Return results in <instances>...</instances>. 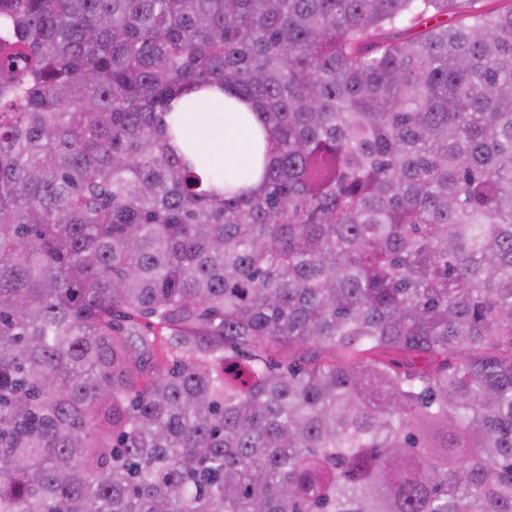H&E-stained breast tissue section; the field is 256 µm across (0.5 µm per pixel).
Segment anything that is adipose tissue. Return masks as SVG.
<instances>
[{
	"mask_svg": "<svg viewBox=\"0 0 512 512\" xmlns=\"http://www.w3.org/2000/svg\"><path fill=\"white\" fill-rule=\"evenodd\" d=\"M188 127L193 136L205 141L204 152L211 164L234 170L244 163L241 146L250 130L239 123L234 113L195 112L189 118Z\"/></svg>",
	"mask_w": 512,
	"mask_h": 512,
	"instance_id": "obj_1",
	"label": "adipose tissue"
}]
</instances>
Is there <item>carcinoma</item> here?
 I'll return each mask as SVG.
<instances>
[{
	"label": "carcinoma",
	"mask_w": 512,
	"mask_h": 512,
	"mask_svg": "<svg viewBox=\"0 0 512 512\" xmlns=\"http://www.w3.org/2000/svg\"><path fill=\"white\" fill-rule=\"evenodd\" d=\"M461 2L0 0V512H512V6ZM188 127L199 140H208L204 152L210 163L224 170H235L245 162L242 143L250 129L237 120L235 113L218 111L190 113Z\"/></svg>",
	"instance_id": "obj_1"
}]
</instances>
